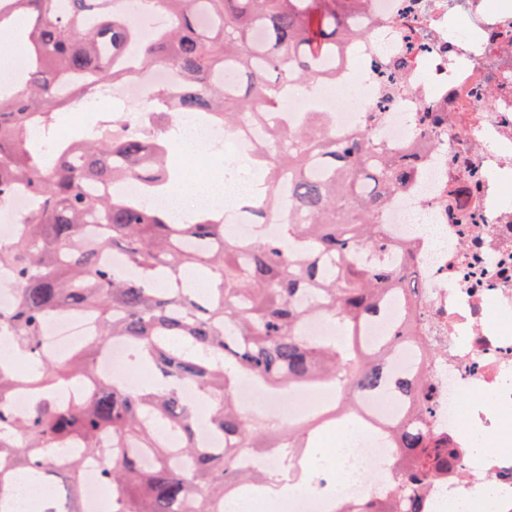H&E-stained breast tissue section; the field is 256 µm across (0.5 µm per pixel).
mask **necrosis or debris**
I'll return each instance as SVG.
<instances>
[{"label": "necrosis or debris", "mask_w": 512, "mask_h": 512, "mask_svg": "<svg viewBox=\"0 0 512 512\" xmlns=\"http://www.w3.org/2000/svg\"><path fill=\"white\" fill-rule=\"evenodd\" d=\"M452 19L464 21L471 38L449 36ZM367 27L372 38L349 44L335 81L286 93L276 121L291 129L305 113L321 112L336 132L349 133L363 123L372 140L395 151L426 133L413 190L389 198L383 211L389 236L415 254L419 345L426 352L434 405L428 429L449 434L463 450L458 474L428 483L423 495L435 512L452 505L481 512L489 498L496 512H512V325L502 321L512 316V199L504 191L512 174V0H499L494 9L486 0H371ZM405 54L412 67L404 86L387 94L374 65ZM133 75L112 95L98 94L95 104L113 96L139 103L148 88H173L180 81L170 70L137 69ZM174 133L191 138L198 151L227 153L225 221L246 237L251 219L233 204L242 185L237 163L252 160L259 131L236 137L229 152L221 126L199 123ZM461 180L472 186L470 224L448 218V187ZM92 331L85 317L57 316L45 327L41 354L65 358ZM126 359L125 345L113 341L93 376L72 387V394L91 393L103 382L132 384ZM468 396L473 402L463 420L456 405ZM402 413L400 403L361 393L356 415L363 434L335 467L298 460L313 483L285 493L289 512H342L362 501L377 486L364 476L375 462L380 477L393 478L384 432ZM487 438L497 441V451L478 448ZM77 457L84 508L96 512L108 460L82 451Z\"/></svg>", "instance_id": "obj_1"}]
</instances>
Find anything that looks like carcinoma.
Listing matches in <instances>:
<instances>
[{"label":"carcinoma","instance_id":"carcinoma-1","mask_svg":"<svg viewBox=\"0 0 512 512\" xmlns=\"http://www.w3.org/2000/svg\"><path fill=\"white\" fill-rule=\"evenodd\" d=\"M141 2L169 19L147 39L117 0H0V30L23 20L18 38L26 44L23 89L0 98V199L22 192L35 202L0 244V275L13 290L0 332L13 337L16 359L37 364L21 375L0 363V499L19 468L40 481L63 468L79 485L68 444L102 453L99 437L109 434V512H225L228 496L252 481L240 455L262 447L268 432L235 399L251 376L277 394L334 387L351 418L360 391L404 401V419L388 429L395 493H377L352 512H430L418 483L456 473L459 449L423 423L433 410L425 375L383 366L389 349L417 338L412 255L381 228L388 197L414 178V160L362 129L336 133L322 112L305 113L294 129L274 125L288 85L336 80V57L368 34L353 28L351 8L369 0ZM132 43L139 68L181 77L174 89L146 91L157 122L120 134L116 114L79 141H55L59 107L130 78L121 61ZM384 68L391 91L408 65L398 59ZM187 114L226 132L246 119L266 125L253 157L259 188L237 205L279 225V234L242 240L219 204L177 224L171 208L155 203L175 183L160 125ZM109 249L121 264L102 261ZM67 313L96 323L83 350L97 358L120 340L132 361L154 366L153 384L102 383L77 402L50 392L88 375L82 350L63 364L37 354L45 319ZM312 315L350 329L351 342L305 335ZM374 320L388 331L370 349L362 330ZM187 386L213 399L208 424L224 447L198 445ZM20 390L34 401L18 419L9 399ZM316 444L317 427L306 420L288 424L271 447L292 457Z\"/></svg>","mask_w":512,"mask_h":512}]
</instances>
